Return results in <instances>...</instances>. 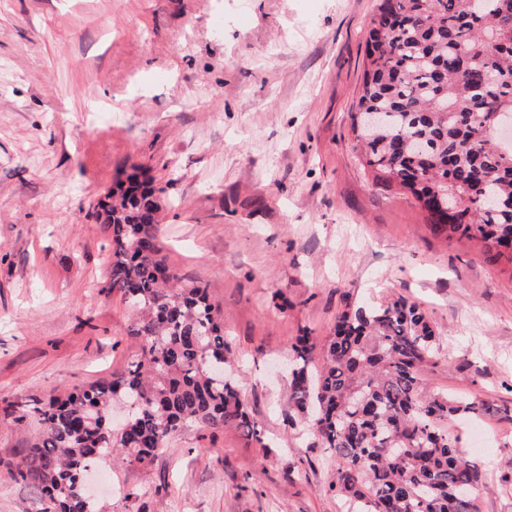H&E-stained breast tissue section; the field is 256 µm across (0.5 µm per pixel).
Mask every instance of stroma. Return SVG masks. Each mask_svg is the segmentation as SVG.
<instances>
[{"label":"stroma","instance_id":"1","mask_svg":"<svg viewBox=\"0 0 512 512\" xmlns=\"http://www.w3.org/2000/svg\"><path fill=\"white\" fill-rule=\"evenodd\" d=\"M378 0H0V512H32L17 467L39 434L14 410L111 378L134 352L91 216L130 166L162 187L161 244L201 280L264 434L192 425L148 466L91 468L97 512H345L336 464L290 425L295 336L346 309L418 303L432 392L512 409V267L433 231L377 184L351 116ZM512 512V420L452 419Z\"/></svg>","mask_w":512,"mask_h":512}]
</instances>
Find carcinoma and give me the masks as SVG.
Segmentation results:
<instances>
[{"label":"carcinoma","instance_id":"1","mask_svg":"<svg viewBox=\"0 0 512 512\" xmlns=\"http://www.w3.org/2000/svg\"><path fill=\"white\" fill-rule=\"evenodd\" d=\"M510 117L512 0H379L353 124L362 165L409 190L435 231L479 238L492 262L512 263V146L493 132ZM438 191L461 199L456 222L434 206ZM158 193L135 166L93 205L140 353L116 378L33 408L42 433L17 475L35 487L34 512H96L91 462L117 451L148 466L189 425L261 441L224 375L230 350L207 285L181 283L161 255ZM438 342L404 299L342 312L318 370L311 337L293 339L290 408L336 462L351 512H476L482 473L442 423L508 409L425 392L419 372ZM116 399L130 407L119 428L107 415Z\"/></svg>","mask_w":512,"mask_h":512}]
</instances>
